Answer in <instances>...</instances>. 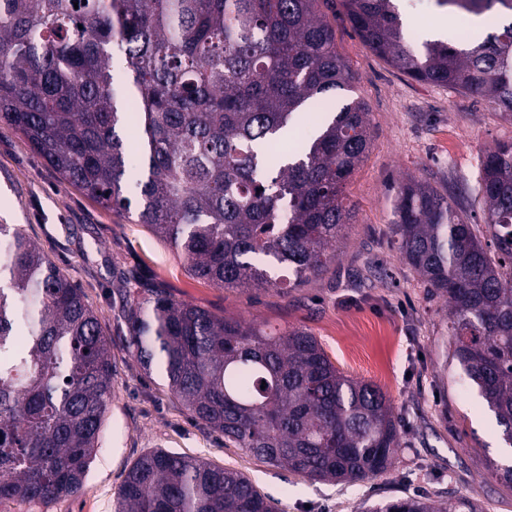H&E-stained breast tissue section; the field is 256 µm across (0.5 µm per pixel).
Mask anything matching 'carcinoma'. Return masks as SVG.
<instances>
[{
	"mask_svg": "<svg viewBox=\"0 0 512 512\" xmlns=\"http://www.w3.org/2000/svg\"><path fill=\"white\" fill-rule=\"evenodd\" d=\"M322 0H0V124L61 180L138 222L220 288H286L336 261L353 220L345 188L371 144L352 97L302 146L306 109L359 82ZM462 17L508 14L483 41H405L396 0H342L353 29L413 79L485 98L512 117V0H435ZM124 53L114 66L112 46ZM136 132V141L129 138ZM501 257L433 186L399 190L402 258L447 298L452 358L512 449V142L481 160ZM129 346L224 441L313 481L384 473L399 429L379 387L346 376L312 333L284 331L152 290L127 314ZM95 312L16 224H0V507L78 494L112 397ZM115 512H280L244 473L160 448L129 468ZM372 512H452L406 497Z\"/></svg>",
	"mask_w": 512,
	"mask_h": 512,
	"instance_id": "carcinoma-1",
	"label": "carcinoma"
}]
</instances>
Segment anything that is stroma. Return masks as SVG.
Wrapping results in <instances>:
<instances>
[{
    "label": "stroma",
    "mask_w": 512,
    "mask_h": 512,
    "mask_svg": "<svg viewBox=\"0 0 512 512\" xmlns=\"http://www.w3.org/2000/svg\"><path fill=\"white\" fill-rule=\"evenodd\" d=\"M322 9L336 49L360 78L373 129L347 186L355 217L335 263L288 292L224 289L194 277L181 253L138 223L62 182L17 131L0 125V223L18 224L83 291L112 346V399L80 494L28 512H114L127 468L163 448L245 473L282 512H364L377 501L423 496L483 512H512L499 477L504 443L493 414L453 361L449 307L402 259L393 208L413 177L448 197L484 243L493 230L476 191L480 160L512 141V118L488 101L422 83L392 67L352 30L340 0ZM157 288L219 317L303 327L347 376L384 393L401 450L383 474L346 484L311 481L254 457L193 420L159 368L129 347L127 291Z\"/></svg>",
    "instance_id": "35a3bbf8"
}]
</instances>
